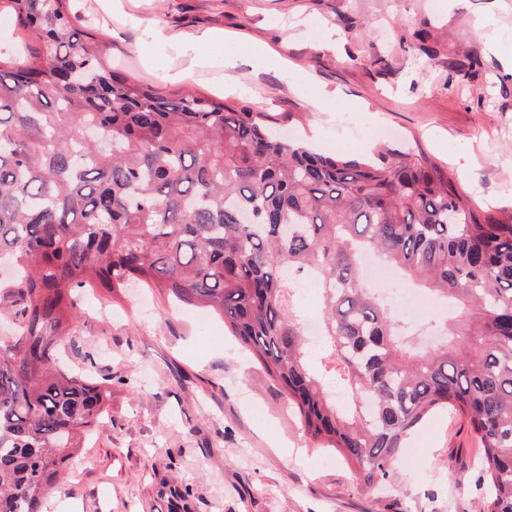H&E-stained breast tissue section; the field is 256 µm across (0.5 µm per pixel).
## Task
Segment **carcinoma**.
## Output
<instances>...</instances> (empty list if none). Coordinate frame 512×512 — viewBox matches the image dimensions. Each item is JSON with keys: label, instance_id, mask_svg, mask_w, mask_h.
Returning a JSON list of instances; mask_svg holds the SVG:
<instances>
[{"label": "carcinoma", "instance_id": "cac0c4a2", "mask_svg": "<svg viewBox=\"0 0 512 512\" xmlns=\"http://www.w3.org/2000/svg\"><path fill=\"white\" fill-rule=\"evenodd\" d=\"M27 55L0 43V512H40L105 411L107 387L61 371L78 288L136 283L224 318L303 431L381 488L410 433L461 415L478 443L482 512H512V211L475 206L419 153L321 155L249 106L161 96L103 60L64 0H5ZM373 250L475 307L455 345L418 351L364 286ZM324 297L323 373L309 366L296 275Z\"/></svg>", "mask_w": 512, "mask_h": 512}]
</instances>
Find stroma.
<instances>
[{"mask_svg": "<svg viewBox=\"0 0 512 512\" xmlns=\"http://www.w3.org/2000/svg\"><path fill=\"white\" fill-rule=\"evenodd\" d=\"M108 61L162 94L249 104L325 154L423 153L484 207L512 208V0H126L144 26L70 0ZM223 32L189 56L148 26ZM490 35H480L481 25ZM434 48L419 51L416 32ZM266 61L224 66L235 43ZM481 67L455 72L467 57ZM182 73L179 81L171 73ZM468 317L432 295L405 313L410 340L456 341ZM63 370L112 402L46 491L45 512H478L476 445L449 411L409 437L385 491L317 447L262 366L213 310L139 289L85 291L58 343Z\"/></svg>", "mask_w": 512, "mask_h": 512, "instance_id": "1", "label": "stroma"}]
</instances>
